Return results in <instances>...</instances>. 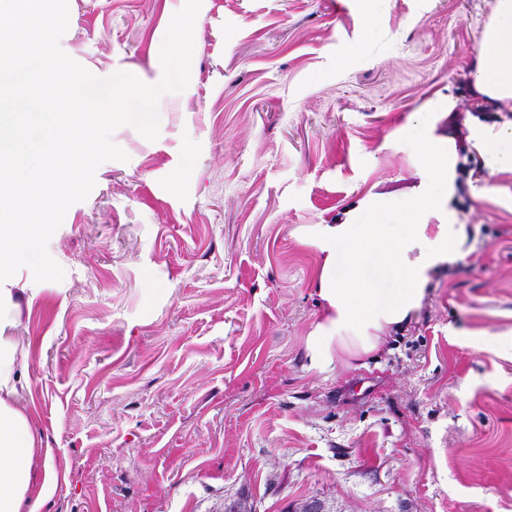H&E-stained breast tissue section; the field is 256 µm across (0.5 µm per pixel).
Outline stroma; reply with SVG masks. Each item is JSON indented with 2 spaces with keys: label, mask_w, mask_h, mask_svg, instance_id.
Returning <instances> with one entry per match:
<instances>
[{
  "label": "stroma",
  "mask_w": 512,
  "mask_h": 512,
  "mask_svg": "<svg viewBox=\"0 0 512 512\" xmlns=\"http://www.w3.org/2000/svg\"><path fill=\"white\" fill-rule=\"evenodd\" d=\"M185 0H68L62 50L162 77ZM483 0H202L188 87L129 125L48 242L59 282L13 334L17 406L55 453L44 512H512V173L472 188ZM457 148L468 240L368 367L311 369L317 225L429 180L417 113Z\"/></svg>",
  "instance_id": "1"
}]
</instances>
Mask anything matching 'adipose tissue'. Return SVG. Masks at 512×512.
Instances as JSON below:
<instances>
[{
  "mask_svg": "<svg viewBox=\"0 0 512 512\" xmlns=\"http://www.w3.org/2000/svg\"><path fill=\"white\" fill-rule=\"evenodd\" d=\"M489 6L473 84L481 95L509 100L512 0ZM59 24L45 13L38 29L0 30V512H43L59 481L52 449L13 403L19 353L11 330L24 291L11 287V274L39 263L48 230L15 216L60 194L56 167L95 144L99 119L121 114L125 100L122 85L104 93L56 65L47 35ZM470 140L488 175L512 172V121L472 128ZM421 149L432 175L415 197L374 196L345 222L318 225L317 283L327 314L309 338L311 368L366 366L385 350L388 331L421 309L430 271L459 258L465 225L431 221L452 185L454 151L429 139Z\"/></svg>",
  "mask_w": 512,
  "mask_h": 512,
  "instance_id": "obj_1",
  "label": "adipose tissue"
}]
</instances>
